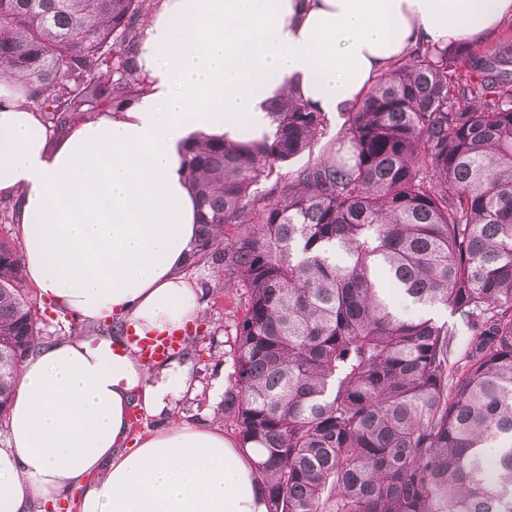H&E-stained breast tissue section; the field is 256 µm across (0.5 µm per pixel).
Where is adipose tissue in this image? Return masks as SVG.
<instances>
[{"label":"adipose tissue","instance_id":"ef3b65f1","mask_svg":"<svg viewBox=\"0 0 512 512\" xmlns=\"http://www.w3.org/2000/svg\"><path fill=\"white\" fill-rule=\"evenodd\" d=\"M512 0H160L136 52L147 92L51 136L0 81V196L16 202L26 280L118 336H69L27 360L0 447V512L75 498L77 512H267L252 458L223 432L174 423L130 437L194 387L171 359L145 372L126 336L183 331L202 310L183 269L198 207L182 165L197 135L269 132L294 92L326 116L418 44L485 39Z\"/></svg>","mask_w":512,"mask_h":512}]
</instances>
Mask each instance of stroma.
Returning a JSON list of instances; mask_svg holds the SVG:
<instances>
[{
    "instance_id": "35a3bbf8",
    "label": "stroma",
    "mask_w": 512,
    "mask_h": 512,
    "mask_svg": "<svg viewBox=\"0 0 512 512\" xmlns=\"http://www.w3.org/2000/svg\"><path fill=\"white\" fill-rule=\"evenodd\" d=\"M186 276L197 286H207L209 293L202 298V312L187 329L189 343L178 351L179 360L189 363L196 386L193 391L176 399L168 418L140 416L132 425V437L147 434L163 425L165 420L198 422L218 428L229 440H237L233 425L223 419L221 402L232 372L230 345L232 339L224 333L237 317L234 310L236 293L224 287L220 265L201 264L186 269Z\"/></svg>"
}]
</instances>
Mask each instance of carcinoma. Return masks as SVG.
<instances>
[{
	"mask_svg": "<svg viewBox=\"0 0 512 512\" xmlns=\"http://www.w3.org/2000/svg\"><path fill=\"white\" fill-rule=\"evenodd\" d=\"M157 2L0 0V79L57 134L120 111L146 91L134 47ZM271 115L270 136L182 158L190 265L224 266L243 302L221 413L267 512H512V40L417 46L268 202L328 128L292 93ZM22 282L1 241V420L39 344Z\"/></svg>",
	"mask_w": 512,
	"mask_h": 512,
	"instance_id": "carcinoma-1",
	"label": "carcinoma"
}]
</instances>
